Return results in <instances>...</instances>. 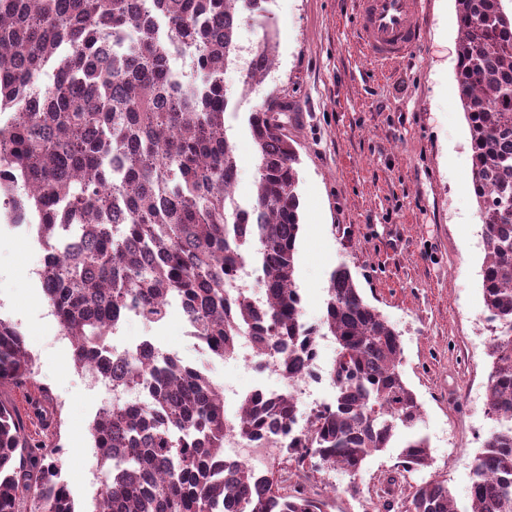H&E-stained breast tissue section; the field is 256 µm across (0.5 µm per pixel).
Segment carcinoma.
I'll return each instance as SVG.
<instances>
[{
  "instance_id": "obj_1",
  "label": "carcinoma",
  "mask_w": 512,
  "mask_h": 512,
  "mask_svg": "<svg viewBox=\"0 0 512 512\" xmlns=\"http://www.w3.org/2000/svg\"><path fill=\"white\" fill-rule=\"evenodd\" d=\"M264 0H0V207L35 224L45 252L42 289L76 366L98 361L137 404L98 411L90 425L104 491L93 512H320L299 485L224 462V433L287 431L292 401L246 396L235 420L224 390L177 356L161 367L136 354L112 361L94 344L133 315L164 321L173 304L211 356L234 357L254 336L285 377L309 339L296 331L300 234L298 152L288 100L269 95L248 116L256 190L235 196L237 160L224 132V69L237 31ZM456 0L457 95L471 136L472 186L485 228L482 290L494 323L487 407L500 423L474 459L470 512H512V8ZM271 35L246 80L273 64ZM52 72L49 84L42 75ZM262 272L263 304L236 287L237 266ZM319 333L337 343L336 397L309 434L285 446L299 467L356 474L422 418L399 371V335L361 295L350 271L331 274ZM24 337L0 317V386L31 378ZM406 469L430 466L427 441L401 451ZM405 512H455L444 480L418 486ZM0 512H75L61 465L46 461L14 408L0 402Z\"/></svg>"
}]
</instances>
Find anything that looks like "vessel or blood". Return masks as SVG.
I'll return each mask as SVG.
<instances>
[{"mask_svg":"<svg viewBox=\"0 0 512 512\" xmlns=\"http://www.w3.org/2000/svg\"><path fill=\"white\" fill-rule=\"evenodd\" d=\"M355 29L370 62L381 68L398 62L423 42L422 0H357Z\"/></svg>","mask_w":512,"mask_h":512,"instance_id":"vessel-or-blood-1","label":"vessel or blood"}]
</instances>
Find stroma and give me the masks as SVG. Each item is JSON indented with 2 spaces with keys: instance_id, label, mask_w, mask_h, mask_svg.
<instances>
[{
  "instance_id": "obj_1",
  "label": "stroma",
  "mask_w": 512,
  "mask_h": 512,
  "mask_svg": "<svg viewBox=\"0 0 512 512\" xmlns=\"http://www.w3.org/2000/svg\"><path fill=\"white\" fill-rule=\"evenodd\" d=\"M266 23L243 21L238 60L224 71L231 95L224 114L236 146L239 199L256 189L257 161L247 117L273 93L288 99V135L296 144L301 226L294 279L304 321L324 315L329 278L347 267L363 297L399 334V365L423 409L415 431L399 430L393 448L369 457L357 475L320 471L317 485L334 487L325 512H403L417 485L447 481L456 512H470L473 462L497 422L484 411L491 370L484 322V226L471 189V137L457 95L456 0H423L422 46L378 69L355 37V0H265ZM276 34L273 68L245 86L246 63L266 30ZM44 252L26 225L0 215V316L22 333L33 356L31 382L0 387L23 420L30 441L46 438L33 397L61 413L62 475L78 512H92L102 475L89 427L101 397L72 359L38 271ZM171 309L147 325L129 317L122 333L150 337L162 350L204 370L214 383L247 395L255 373L239 360H209L184 336ZM426 439L432 464L403 472L398 447L410 434ZM401 485L386 494L388 475Z\"/></svg>"
}]
</instances>
